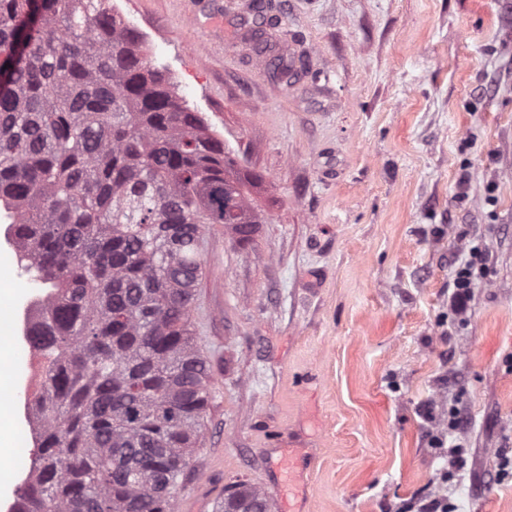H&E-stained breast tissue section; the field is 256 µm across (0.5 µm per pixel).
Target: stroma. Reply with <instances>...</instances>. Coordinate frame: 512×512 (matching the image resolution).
Here are the masks:
<instances>
[{
  "mask_svg": "<svg viewBox=\"0 0 512 512\" xmlns=\"http://www.w3.org/2000/svg\"><path fill=\"white\" fill-rule=\"evenodd\" d=\"M269 3L261 53L253 0H112L263 177L248 241L203 235L212 400L176 512H214L239 480L278 512H417L458 485L461 512H512V0ZM283 56L301 62L286 80ZM476 243L457 324L455 270ZM1 337L11 411L34 390L30 349ZM470 260L458 266L454 278V292L449 301L451 314L462 321L468 312L471 297L477 285L475 267L484 259V253L479 245H474L469 250Z\"/></svg>",
  "mask_w": 512,
  "mask_h": 512,
  "instance_id": "obj_1",
  "label": "stroma"
}]
</instances>
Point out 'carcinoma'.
I'll use <instances>...</instances> for the list:
<instances>
[{
  "instance_id": "cac0c4a2",
  "label": "carcinoma",
  "mask_w": 512,
  "mask_h": 512,
  "mask_svg": "<svg viewBox=\"0 0 512 512\" xmlns=\"http://www.w3.org/2000/svg\"><path fill=\"white\" fill-rule=\"evenodd\" d=\"M110 0H0V211L45 358L14 512H175L212 399L202 235L234 159ZM217 512H268L236 484Z\"/></svg>"
}]
</instances>
